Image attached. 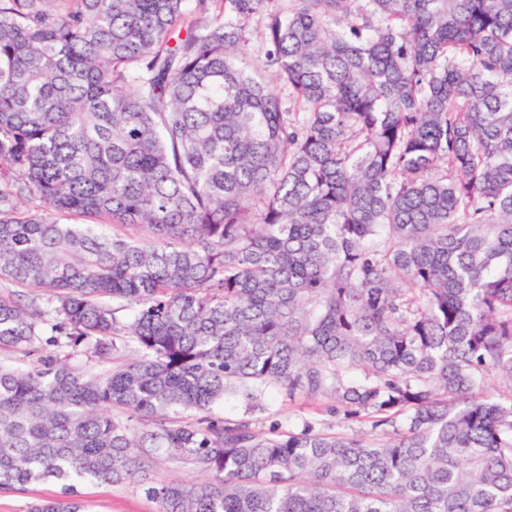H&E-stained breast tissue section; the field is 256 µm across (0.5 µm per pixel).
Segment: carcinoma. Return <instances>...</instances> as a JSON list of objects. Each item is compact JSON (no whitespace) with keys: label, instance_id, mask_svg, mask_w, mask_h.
Returning <instances> with one entry per match:
<instances>
[{"label":"carcinoma","instance_id":"1","mask_svg":"<svg viewBox=\"0 0 512 512\" xmlns=\"http://www.w3.org/2000/svg\"><path fill=\"white\" fill-rule=\"evenodd\" d=\"M2 281L31 512H512V0H0ZM319 404L313 401L305 400L303 398L296 399L295 401H289L287 398L282 396H275L271 402L270 414H265L261 417L260 426L268 428L271 421L279 420L285 426L288 427V417L291 422L298 421L300 417L304 416H319ZM319 418H325L326 423L333 426L336 429V418H328L319 416ZM79 491L93 512H158V505L132 486L85 484Z\"/></svg>","mask_w":512,"mask_h":512}]
</instances>
